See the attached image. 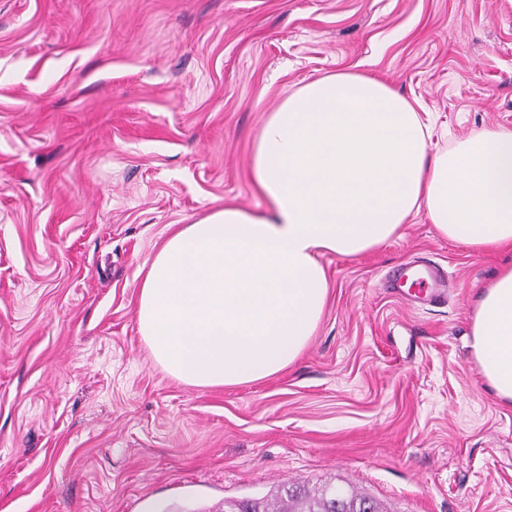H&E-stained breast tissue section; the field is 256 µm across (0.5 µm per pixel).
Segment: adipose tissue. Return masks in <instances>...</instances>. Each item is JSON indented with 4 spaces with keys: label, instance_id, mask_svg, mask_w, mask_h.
Wrapping results in <instances>:
<instances>
[{
    "label": "adipose tissue",
    "instance_id": "1",
    "mask_svg": "<svg viewBox=\"0 0 512 512\" xmlns=\"http://www.w3.org/2000/svg\"><path fill=\"white\" fill-rule=\"evenodd\" d=\"M429 125L377 77L327 75L291 91L255 140L251 179L266 206L227 205L172 233L139 284V334L155 364L201 389L273 377L316 333L324 255L357 257L426 211L477 251L512 247V129L428 153ZM470 357L512 405V266L480 292Z\"/></svg>",
    "mask_w": 512,
    "mask_h": 512
}]
</instances>
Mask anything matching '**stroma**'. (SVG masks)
Instances as JSON below:
<instances>
[{"mask_svg": "<svg viewBox=\"0 0 512 512\" xmlns=\"http://www.w3.org/2000/svg\"><path fill=\"white\" fill-rule=\"evenodd\" d=\"M429 112L430 154L512 128V0H0V512H142L334 483L384 512H512V407L466 346L512 249L426 213L327 255L322 322L272 378L185 385L136 321L140 271L178 226L260 209L268 112L330 73ZM447 301L385 286L413 260Z\"/></svg>", "mask_w": 512, "mask_h": 512, "instance_id": "stroma-1", "label": "stroma"}]
</instances>
